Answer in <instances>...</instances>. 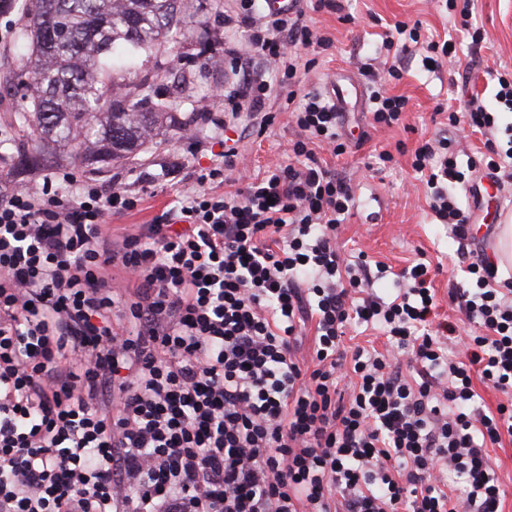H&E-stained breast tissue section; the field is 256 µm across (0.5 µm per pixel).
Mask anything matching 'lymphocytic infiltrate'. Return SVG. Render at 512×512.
<instances>
[{
  "label": "lymphocytic infiltrate",
  "mask_w": 512,
  "mask_h": 512,
  "mask_svg": "<svg viewBox=\"0 0 512 512\" xmlns=\"http://www.w3.org/2000/svg\"><path fill=\"white\" fill-rule=\"evenodd\" d=\"M316 13L349 19L342 0H236L224 24L244 38L224 53L250 72L194 142L208 164L138 230L110 225L139 208L135 183L0 179V512H500L488 448L512 439V407L473 402L479 383L512 392V278L482 258L472 287L449 291L475 336L434 322L427 264L404 269L390 301L362 296L388 269L352 266L337 241L354 191L318 158L347 145L335 103L302 78L334 46ZM369 78L374 126L402 125L406 98ZM274 98L292 107V159L253 177L228 133L244 114L271 126ZM496 111L468 104L481 159L459 163L445 137L412 155L461 239L454 186L480 164L512 181ZM353 322L387 349H343Z\"/></svg>",
  "instance_id": "obj_1"
}]
</instances>
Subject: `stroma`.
Wrapping results in <instances>:
<instances>
[{"label":"stroma","mask_w":512,"mask_h":512,"mask_svg":"<svg viewBox=\"0 0 512 512\" xmlns=\"http://www.w3.org/2000/svg\"><path fill=\"white\" fill-rule=\"evenodd\" d=\"M473 3L472 22L485 32L484 42L477 45L454 25L452 14L437 0H347L345 9L354 16V23H340L333 15H316L318 27L333 34L335 50L305 79L307 88L321 92L339 77L354 81L358 87V97L350 99L342 114V130L350 140H362L363 145L336 158L322 155L321 162L337 176L350 180L354 188V205L338 230L346 258L353 262L362 255L369 262H383L392 268L391 275L371 281L367 295L389 299L399 289L397 272L414 260L424 259L431 265L439 320L453 323L464 336L473 334L474 326L458 305L450 303L448 291L468 287L462 264L475 261L483 253L494 255L499 230L479 224L467 239H457L450 226L439 223L432 214L424 178L411 169L408 153L422 138L439 132L454 136L469 155L479 156L483 150L481 134L472 132L463 122L449 126L447 115L434 111L436 103L444 101L457 113H465L474 95L493 102L498 76L512 75V0ZM230 7V0H188L194 24L181 53L163 49L157 55L137 59V68L149 73L164 90L173 91L179 105L157 139L129 159L111 164L97 179L108 184L113 177L127 176L129 171L154 173L162 165L175 167L176 173L151 182L141 210L114 220V227L148 223L173 203L189 170L198 164V157L183 138V127L192 125L202 139L210 133L201 114L202 103L224 83V12ZM375 14L389 21L422 23V41L412 45L406 59L409 74L394 88L395 93L409 99L404 124L391 130H372L369 89L362 75L365 63L374 56L377 37L371 17ZM206 28L214 36L210 50L215 61L204 67L191 65L188 57L198 52L197 35ZM433 34L452 37L456 55L429 72L423 69L422 59L426 54L424 40ZM16 105L14 99H0V133L5 136L0 142V178L30 189L44 173L56 168L70 169L80 178L89 176V169L66 155L48 157L34 167H18L17 152L24 136L11 119ZM238 126L246 131L240 147L249 158L251 173L264 171L272 161L287 159L296 137L287 113L278 114L263 133L257 132L246 118ZM385 152L393 155L391 164L380 161V154Z\"/></svg>","instance_id":"stroma-1"}]
</instances>
